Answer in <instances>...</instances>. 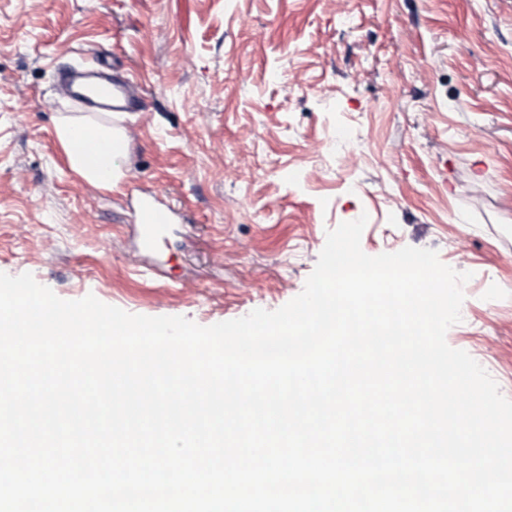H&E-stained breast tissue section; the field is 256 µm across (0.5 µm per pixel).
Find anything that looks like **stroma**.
<instances>
[{
  "label": "stroma",
  "mask_w": 512,
  "mask_h": 512,
  "mask_svg": "<svg viewBox=\"0 0 512 512\" xmlns=\"http://www.w3.org/2000/svg\"><path fill=\"white\" fill-rule=\"evenodd\" d=\"M96 57L146 96L115 190L56 134L57 70ZM141 190L180 213L150 251ZM363 215L367 255L469 273L446 341L512 399V0H0V272L209 326L288 303Z\"/></svg>",
  "instance_id": "1"
}]
</instances>
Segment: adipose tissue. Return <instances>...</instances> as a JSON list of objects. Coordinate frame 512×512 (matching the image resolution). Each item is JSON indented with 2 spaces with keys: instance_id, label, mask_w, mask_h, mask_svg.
I'll return each mask as SVG.
<instances>
[{
  "instance_id": "obj_1",
  "label": "adipose tissue",
  "mask_w": 512,
  "mask_h": 512,
  "mask_svg": "<svg viewBox=\"0 0 512 512\" xmlns=\"http://www.w3.org/2000/svg\"><path fill=\"white\" fill-rule=\"evenodd\" d=\"M58 141L70 168L91 189H115L131 178L128 170L116 168L114 155L124 154L129 140L123 130L99 123L61 121L56 129Z\"/></svg>"
}]
</instances>
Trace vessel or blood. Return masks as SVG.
<instances>
[{"mask_svg": "<svg viewBox=\"0 0 512 512\" xmlns=\"http://www.w3.org/2000/svg\"><path fill=\"white\" fill-rule=\"evenodd\" d=\"M62 92L88 112L121 114L142 107L137 83L127 76L108 73L98 61L77 65L64 79ZM132 214L148 244L170 220L168 211L160 207L152 193L137 198Z\"/></svg>", "mask_w": 512, "mask_h": 512, "instance_id": "b4317fda", "label": "vessel or blood"}]
</instances>
